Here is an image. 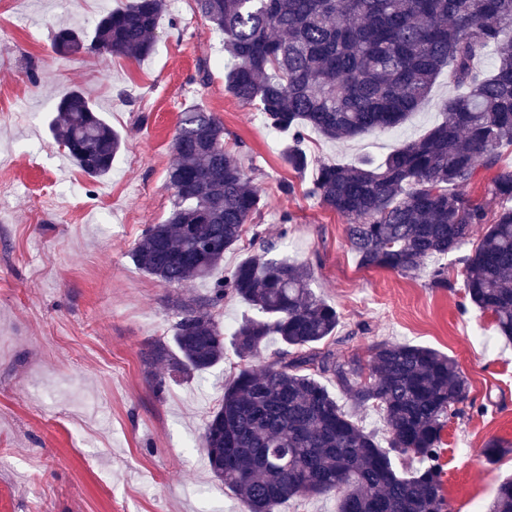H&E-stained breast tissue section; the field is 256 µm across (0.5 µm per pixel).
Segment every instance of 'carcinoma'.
<instances>
[{"mask_svg":"<svg viewBox=\"0 0 512 512\" xmlns=\"http://www.w3.org/2000/svg\"><path fill=\"white\" fill-rule=\"evenodd\" d=\"M224 38L226 90L254 103L267 124L292 133L282 152L302 174L304 131L329 140L393 130L419 110L439 76L459 93L424 136L379 162L322 165L308 193L347 218L346 240L363 268L414 274L428 258L458 251L472 226L485 225L463 258L469 303L494 316L512 342V208L488 219L487 203L462 191L512 147V0H196ZM166 0H125L100 17L91 35L60 26L61 54L88 50L143 59ZM493 54V70L477 62ZM55 142L91 178H102L124 139L79 89L56 105ZM168 169L174 202L149 224L131 252L148 275L181 287L210 282L209 295L178 306L171 338L157 340L146 363L161 392L167 376H190L242 361L278 337L281 360L261 372L242 368L210 412L201 448L214 478L248 512H277L285 501L338 494V512H449L443 489V432L467 398L456 361L431 347L381 342L368 367L318 345L333 335L336 308L310 287V268L270 248L214 277L224 252L260 211L261 196L241 160L224 147V124L196 105L184 110ZM490 200L512 201V167H499ZM238 297L257 315L225 340L212 309ZM331 375L358 409L382 413L387 445L352 419L319 380ZM512 445L491 439L482 453L496 462ZM421 466L400 472L392 456ZM487 512H512V477L499 481Z\"/></svg>","mask_w":512,"mask_h":512,"instance_id":"1","label":"carcinoma"}]
</instances>
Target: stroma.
<instances>
[{"instance_id": "1", "label": "stroma", "mask_w": 512, "mask_h": 512, "mask_svg": "<svg viewBox=\"0 0 512 512\" xmlns=\"http://www.w3.org/2000/svg\"><path fill=\"white\" fill-rule=\"evenodd\" d=\"M122 0H0V512H248L216 481L200 450L204 422L239 369L279 359L277 340L248 362L168 378L155 392L144 363L149 345L173 334L176 302L207 295V284L170 286L140 270L130 253L143 228L163 221L173 192L166 172L181 112L197 104L224 124L264 205L246 225L230 269L272 247L307 265L315 294L340 323L334 350L368 363L372 347L399 341L453 357L469 394L446 427L440 462L453 512H484L498 482L512 475V452L487 462L484 444L512 443V343L491 314L471 306L459 252L404 276L364 269L345 238V217L307 193L317 168L386 156L442 119L457 89L447 76L395 131L330 141L306 131L304 174L281 152L288 134L269 128L257 107L226 91L224 43L195 0L167 8L155 50L122 55L56 54L61 25L93 32ZM84 90L126 141L109 177L85 175L53 141L58 99ZM294 190L283 194L282 182Z\"/></svg>"}]
</instances>
